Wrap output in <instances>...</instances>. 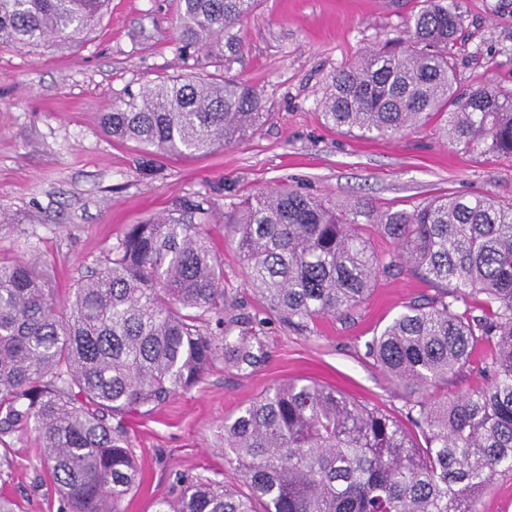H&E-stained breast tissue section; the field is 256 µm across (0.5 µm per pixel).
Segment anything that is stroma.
<instances>
[{
    "label": "stroma",
    "mask_w": 512,
    "mask_h": 512,
    "mask_svg": "<svg viewBox=\"0 0 512 512\" xmlns=\"http://www.w3.org/2000/svg\"><path fill=\"white\" fill-rule=\"evenodd\" d=\"M422 0H259L236 27L234 74L257 87L265 118L239 142L154 161L137 144L112 139L102 115L127 89L185 71L172 44L175 0H111L88 33L39 46L0 44V254H36L57 300L110 257L125 229L186 200L207 199L204 230L224 261V289L239 320H264L265 356L242 372L215 361L201 383L154 410L126 418L140 459L139 485L124 512H153L179 475L241 484L224 459L225 418L275 384L310 380L405 418V393L367 354V345L407 305L436 295L407 269L379 274L367 301L301 328L267 315L245 283L224 224L257 192L287 188L346 208L413 209L445 195L489 194L512 203V156L468 151L437 124L390 139H361L326 125V82L386 38ZM457 82L512 89V0H462ZM11 468L0 493L17 512H57L40 466L37 433L8 436Z\"/></svg>",
    "instance_id": "1"
}]
</instances>
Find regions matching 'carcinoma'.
<instances>
[{
    "instance_id": "obj_1",
    "label": "carcinoma",
    "mask_w": 512,
    "mask_h": 512,
    "mask_svg": "<svg viewBox=\"0 0 512 512\" xmlns=\"http://www.w3.org/2000/svg\"><path fill=\"white\" fill-rule=\"evenodd\" d=\"M106 2L0 0V44L74 40ZM178 2L175 46L191 73L129 90L102 117L113 139L162 156L232 144L266 116L258 91L227 75L233 29L258 0ZM463 30L461 0H424L405 36L330 75L325 121L384 139L442 115L452 142L511 156L512 90L457 91L452 49ZM216 63L223 78L198 76ZM365 223L397 251L375 253ZM224 229L246 285L301 327L355 309L393 267L438 289L368 343L405 392L412 429L333 388L287 381L224 421V455L249 493L182 476L155 512H480L493 475L512 468V205L445 196L412 211L356 203L339 212L270 190L246 199ZM234 307L202 225L171 214L131 225L63 305L38 260L0 261V440L34 427L58 512H122L138 481L124 417L192 389L219 358L256 366L261 324L233 333ZM479 345L489 349L486 385L448 394Z\"/></svg>"
}]
</instances>
